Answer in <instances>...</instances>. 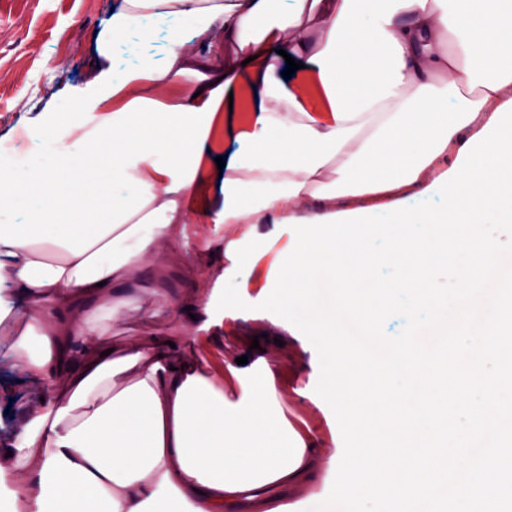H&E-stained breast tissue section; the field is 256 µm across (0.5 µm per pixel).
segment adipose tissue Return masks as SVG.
I'll return each instance as SVG.
<instances>
[{
	"label": "adipose tissue",
	"mask_w": 512,
	"mask_h": 512,
	"mask_svg": "<svg viewBox=\"0 0 512 512\" xmlns=\"http://www.w3.org/2000/svg\"><path fill=\"white\" fill-rule=\"evenodd\" d=\"M275 2L122 0L87 91L30 120L37 147L0 151V325L44 387L0 464L26 512H266L323 481L332 449L267 410L275 370L237 375L231 398L183 338L116 343L97 314L133 304L145 260L189 225L237 224L201 243L227 265L191 303L223 334L212 310L248 287L256 225L308 217V201L335 213L329 170L375 206L420 194L512 97V0ZM286 41L307 62L294 83ZM255 84L259 103L225 115Z\"/></svg>",
	"instance_id": "ef3b65f1"
}]
</instances>
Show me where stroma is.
I'll list each match as a JSON object with an SVG mask.
<instances>
[{"label":"stroma","instance_id":"obj_1","mask_svg":"<svg viewBox=\"0 0 512 512\" xmlns=\"http://www.w3.org/2000/svg\"><path fill=\"white\" fill-rule=\"evenodd\" d=\"M115 0H0V25L8 33L0 37V69L11 70L16 78L0 86V141L20 140L29 118L44 111L60 93H81L92 74L94 38L112 15ZM54 68H46V59ZM266 263H259L252 273V286L241 293L250 310L236 319L225 320L224 333L212 335L204 321H197L188 331L165 316H155L157 298L140 297L123 309L120 320L111 312L100 315L113 339L183 335L193 355L208 370L221 361L232 362L246 356L244 374L256 371L258 359H266L278 369L277 408L299 434L315 441H327L340 429L331 409H317L298 395L297 387L315 389L319 379V358L311 342L282 328L273 327L265 311L259 310L258 289L264 281ZM219 264H211L207 278H199L184 266L171 269L167 286L170 304L210 291L219 274ZM0 374L8 382L11 401L0 411V448L10 445L21 430L25 416L36 402L35 386L12 371L10 350L0 347Z\"/></svg>","mask_w":512,"mask_h":512}]
</instances>
